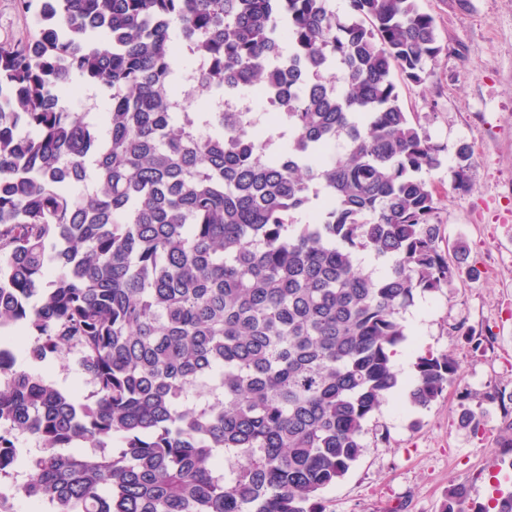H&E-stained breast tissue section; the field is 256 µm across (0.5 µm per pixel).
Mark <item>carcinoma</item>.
Here are the masks:
<instances>
[{
	"label": "carcinoma",
	"mask_w": 512,
	"mask_h": 512,
	"mask_svg": "<svg viewBox=\"0 0 512 512\" xmlns=\"http://www.w3.org/2000/svg\"><path fill=\"white\" fill-rule=\"evenodd\" d=\"M20 4L35 33L0 43V501L327 512L400 384L402 313L459 272L426 178L445 148L400 90L444 50L435 18L420 0ZM188 80L266 123L177 107ZM75 83L104 110L67 105ZM472 157L457 147L455 188ZM17 325L36 363L78 354L89 391L18 370ZM413 368V405L452 384L471 400L448 353Z\"/></svg>",
	"instance_id": "obj_1"
}]
</instances>
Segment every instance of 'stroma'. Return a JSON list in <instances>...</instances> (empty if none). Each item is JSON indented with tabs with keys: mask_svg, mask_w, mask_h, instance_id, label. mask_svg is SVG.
<instances>
[{
	"mask_svg": "<svg viewBox=\"0 0 512 512\" xmlns=\"http://www.w3.org/2000/svg\"><path fill=\"white\" fill-rule=\"evenodd\" d=\"M421 6L435 17L444 51L425 83L402 96L447 160L459 144L474 148L467 190L453 188L447 168L429 176L442 197L443 246L463 249L462 272L403 312L401 383L367 422L364 455L324 491L328 512H440L455 486L467 489L464 512H483L496 496L504 419L484 397L512 391V0ZM469 329L485 337L481 349L468 343ZM427 349L459 364L478 427L461 425L455 386L429 407L410 403L413 362Z\"/></svg>",
	"mask_w": 512,
	"mask_h": 512,
	"instance_id": "stroma-1",
	"label": "stroma"
}]
</instances>
